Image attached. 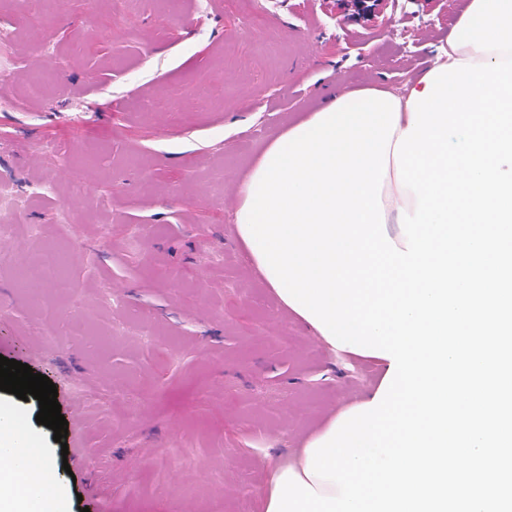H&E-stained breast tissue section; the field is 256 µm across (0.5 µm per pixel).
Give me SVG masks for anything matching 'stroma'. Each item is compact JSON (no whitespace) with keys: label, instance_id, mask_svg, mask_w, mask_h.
<instances>
[{"label":"stroma","instance_id":"1","mask_svg":"<svg viewBox=\"0 0 512 512\" xmlns=\"http://www.w3.org/2000/svg\"><path fill=\"white\" fill-rule=\"evenodd\" d=\"M466 4L373 25L336 0H0V355L52 380L68 436L2 391L0 412L66 512H263L278 452L377 386L246 264L240 188L328 90L426 71ZM49 249L65 282L22 284Z\"/></svg>","mask_w":512,"mask_h":512}]
</instances>
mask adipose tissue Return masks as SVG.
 I'll use <instances>...</instances> for the list:
<instances>
[{
  "mask_svg": "<svg viewBox=\"0 0 512 512\" xmlns=\"http://www.w3.org/2000/svg\"><path fill=\"white\" fill-rule=\"evenodd\" d=\"M512 55V0H469L446 47L436 54V65L454 62L489 63ZM382 202L387 231L397 247L405 239L397 224L399 210L414 212L415 194L402 190L395 175L383 181ZM0 450L15 455L20 466L0 471V512H63V494L49 474L47 462L34 461L24 448L13 418L0 413Z\"/></svg>",
  "mask_w": 512,
  "mask_h": 512,
  "instance_id": "ef3b65f1",
  "label": "adipose tissue"
}]
</instances>
